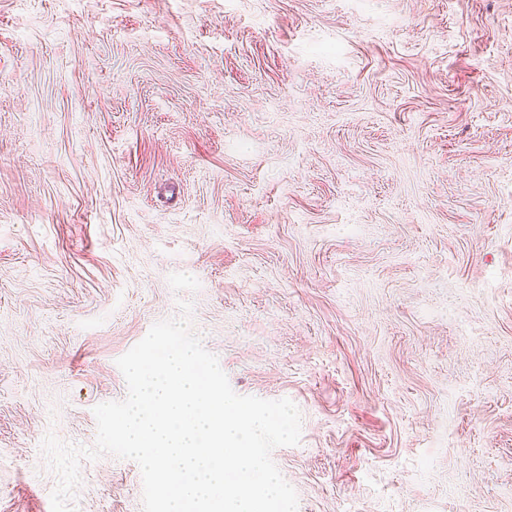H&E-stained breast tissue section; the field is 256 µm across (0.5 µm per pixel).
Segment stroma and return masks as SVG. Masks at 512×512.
<instances>
[{"instance_id": "35a3bbf8", "label": "stroma", "mask_w": 512, "mask_h": 512, "mask_svg": "<svg viewBox=\"0 0 512 512\" xmlns=\"http://www.w3.org/2000/svg\"><path fill=\"white\" fill-rule=\"evenodd\" d=\"M182 301L298 512H512V0H0V512Z\"/></svg>"}]
</instances>
